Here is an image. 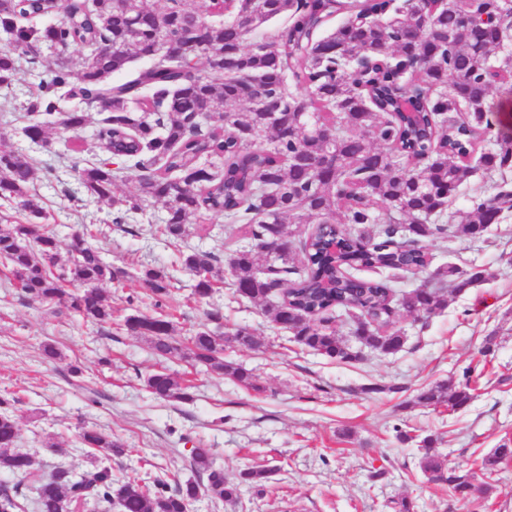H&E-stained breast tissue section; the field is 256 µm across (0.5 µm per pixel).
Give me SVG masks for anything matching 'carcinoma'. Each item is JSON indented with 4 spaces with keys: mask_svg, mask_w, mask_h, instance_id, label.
Segmentation results:
<instances>
[{
    "mask_svg": "<svg viewBox=\"0 0 512 512\" xmlns=\"http://www.w3.org/2000/svg\"><path fill=\"white\" fill-rule=\"evenodd\" d=\"M422 0H167L157 11L145 0H67L66 20L48 24L56 0H0V32L10 46L0 49V87L20 70L14 51L31 60L40 52L75 46L84 51L80 69H50L46 89L26 110L43 116L22 128L31 142L50 147L48 128L57 102L74 108L60 125L83 128L88 111L101 118L96 130L106 159L76 168L90 197L117 208L115 224L161 202V234L175 241L189 236L194 217L220 215L241 225L252 246H238L225 260L190 245L179 251V266L195 276L194 295L209 297L229 275L235 299L264 302L272 321L301 346L350 363L357 347L398 350L404 337L392 331L400 310L424 321L448 306V287L460 293L483 273L454 264L434 273L435 286L415 288L401 299L385 280L355 275L386 269L416 274L430 265L426 242L446 238L452 225L442 207L480 169L512 168V139L488 121L491 90L512 79V62L495 74L500 31L512 25V8L491 0H447L429 16L419 38L412 20ZM345 18L326 34L336 14ZM484 12L487 19L477 17ZM288 23L250 41L269 21ZM141 57L144 69H131ZM125 75L121 83L112 76ZM303 91H290L288 82ZM453 82L454 90L444 88ZM245 102L237 111L234 106ZM138 171L136 191L113 196L128 170ZM52 170L38 169L19 151H0V199L14 202L24 220L0 215V265L28 299L59 304L99 324L112 323V299L102 286L126 272L106 261L93 243V230L75 235L62 257V244L42 223L44 208L31 195ZM472 210L461 217V232L474 237L512 211V188L501 178L494 192L477 190ZM295 224L312 231L294 245ZM270 242L288 251L258 264L256 252ZM298 250L299 260L290 252ZM141 279L157 302L169 295L167 272L145 267ZM354 319L356 346L336 333L337 314ZM123 330L150 343L156 356L188 354L194 364L246 386L253 376L224 361V336L201 329L183 350L170 319L129 315ZM148 391L165 401L191 400L188 387L165 371L145 379ZM472 399L464 381L440 382L420 390L415 402L456 411ZM10 400L0 398V472L22 479L35 476L33 456L18 448V424ZM437 438L422 439L420 470L462 499L489 493V480L512 459L504 443L480 460L482 480L450 467L434 451ZM78 443L106 456L124 453L102 428L84 427ZM191 468L207 483L188 480L175 489L159 481L144 488L138 479L117 477L107 466L72 478L57 468L36 483L38 512H75L89 501L118 505L119 512H189L207 496L235 501L244 484H258L272 473L252 469L237 482L224 479L209 451L194 449ZM19 486L0 488V512H18Z\"/></svg>",
    "mask_w": 512,
    "mask_h": 512,
    "instance_id": "obj_1",
    "label": "carcinoma"
}]
</instances>
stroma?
I'll list each match as a JSON object with an SVG mask.
<instances>
[{"label":"stroma","mask_w":512,"mask_h":512,"mask_svg":"<svg viewBox=\"0 0 512 512\" xmlns=\"http://www.w3.org/2000/svg\"><path fill=\"white\" fill-rule=\"evenodd\" d=\"M50 77L43 64L26 63L11 87H0V105H14L0 116V150L24 152L54 169L55 179L37 182L35 192L60 240L85 227L97 230L104 259L130 271V278L107 288L113 327L143 313L170 318L180 340L204 326L226 334L248 328L255 346L225 345L224 358L249 369L256 386L244 388L180 356L156 358L140 337L120 332L113 339L64 307L27 301L0 268V395L13 399L18 446L34 455L38 468L47 472L61 463L79 473L97 459L116 476H133L149 487L161 479L173 487L194 478L192 451L207 448L228 481L253 467L272 474L243 486L237 502L204 497L190 512H393L394 501L404 497L414 501L415 512H512V460L502 465L489 495L472 502L452 497L418 466V440L430 434L438 436L449 465L464 469L492 448L512 446V212L482 238L459 232L429 241L428 271H376L375 279L391 281L400 295L451 263L482 270L485 279L449 293L447 308L428 321L400 313L393 326L405 338L400 351L367 350L358 361L338 362L295 342L263 305L235 301L228 284L195 300L192 275L175 269L177 246L156 231L162 204L148 207L127 228L113 224L111 206L91 199L72 169L74 162L102 156L92 138L97 112L81 129H51V149L30 143L22 134L29 122L25 106ZM205 225V232L189 236L190 245L220 255L243 238L238 225L222 217ZM146 267L176 274L163 305L138 277ZM210 310L219 312V321L207 318ZM490 334L496 346L487 355L481 348ZM48 344L59 358L45 356ZM74 366L79 374H71ZM157 370L189 384L191 401L154 399L144 379ZM467 373L476 397L466 409L451 413L414 404L418 389L458 382ZM92 426L111 432L126 454L102 457L81 447L77 433ZM400 428L413 431L414 441L398 442ZM374 469L384 472L375 482L368 478Z\"/></svg>","instance_id":"obj_1"}]
</instances>
